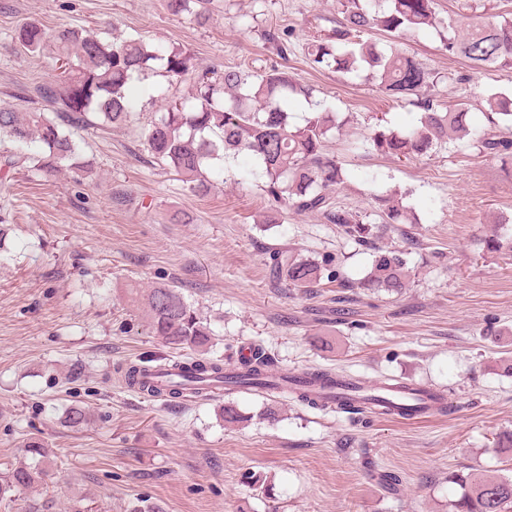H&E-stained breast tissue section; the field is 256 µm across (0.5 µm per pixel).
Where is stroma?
<instances>
[{
    "instance_id": "35a3bbf8",
    "label": "stroma",
    "mask_w": 512,
    "mask_h": 512,
    "mask_svg": "<svg viewBox=\"0 0 512 512\" xmlns=\"http://www.w3.org/2000/svg\"><path fill=\"white\" fill-rule=\"evenodd\" d=\"M214 3L199 24L171 15L164 0H0V102L21 112L44 105L36 89L51 80L49 60L16 51L13 40L29 20L50 30H135L201 65L288 70L344 122L327 148L351 177L332 190L333 202L368 211L372 193L391 190L420 216L384 238L408 250L410 284L377 294L328 283L311 295L280 284L270 252L338 258L352 280L369 252L313 214L285 209L262 227L270 206L261 181L199 196L151 163L149 121L166 99L190 91L189 81L151 76L126 126L80 135L95 183L0 172V218L11 227V257L0 262V470L23 461L30 437L56 455L44 484L0 512H24L41 493L58 512L81 499L92 512H131L144 498L164 512H453L461 494L453 475L512 477V450L496 445L512 430V253L483 245L495 221L512 216V165L473 152L406 161L351 151L376 126L400 130L414 115L374 81L310 68L306 43L335 26L336 0ZM288 28L283 58L264 34ZM402 47L432 71L465 75L439 86L443 100L475 107L489 87L512 90V69L470 70L436 34ZM116 190L128 194L126 206H113ZM177 213L188 223L172 222ZM161 284L179 286L208 319L223 357L259 346L291 371L392 377L442 392L453 409L403 420L258 392L170 403L130 391L116 364L174 356L150 336L136 299ZM227 401L244 422L220 419ZM72 404L89 411L88 425L62 423ZM268 406L275 418L264 416ZM253 474L274 484V497L251 484Z\"/></svg>"
}]
</instances>
